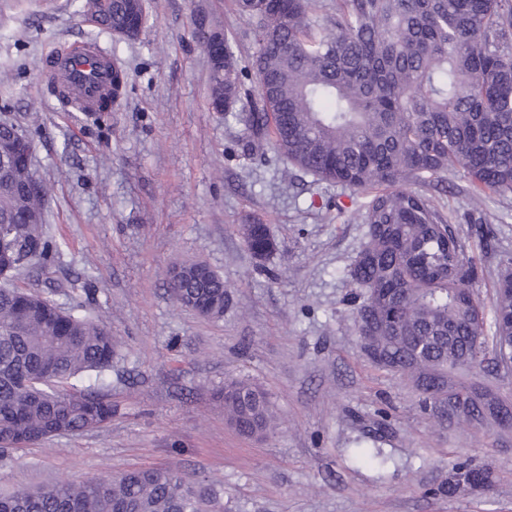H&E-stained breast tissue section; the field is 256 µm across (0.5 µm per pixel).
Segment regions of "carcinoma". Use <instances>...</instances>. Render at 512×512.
I'll return each instance as SVG.
<instances>
[{
	"mask_svg": "<svg viewBox=\"0 0 512 512\" xmlns=\"http://www.w3.org/2000/svg\"><path fill=\"white\" fill-rule=\"evenodd\" d=\"M258 47L256 84L246 87L232 41L203 27L197 38L211 62L210 102L249 133L252 157L264 149L316 181L351 191L368 225L347 271L362 302L355 316L361 346L377 366L411 382L430 404L452 403L458 421L509 426L512 406L487 384H465L458 370L482 368L487 354L512 356V256H504L491 321L472 284L474 259L451 218L424 191L463 166L470 201L512 192V0H236ZM146 23L136 0H109L98 27L124 40ZM32 165L0 158V227L35 256L0 249L12 276L47 265L44 192L23 193ZM250 250L277 244L248 224ZM170 285L175 299L211 303L224 316V279L205 264ZM118 353L104 323L46 297L0 285V455L29 443L102 428L115 411L107 395L83 386ZM224 415L241 434L274 426L258 386L224 383ZM354 456L383 468L380 448ZM491 482V472L460 462L443 490ZM216 491L171 468H142L37 490L0 493V512H213Z\"/></svg>",
	"mask_w": 512,
	"mask_h": 512,
	"instance_id": "1",
	"label": "carcinoma"
}]
</instances>
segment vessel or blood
I'll use <instances>...</instances> for the list:
<instances>
[{"mask_svg": "<svg viewBox=\"0 0 512 512\" xmlns=\"http://www.w3.org/2000/svg\"><path fill=\"white\" fill-rule=\"evenodd\" d=\"M110 57L97 49L74 51L66 58L45 56L42 61L43 74L59 81V97L74 101L82 110H93L111 92Z\"/></svg>", "mask_w": 512, "mask_h": 512, "instance_id": "vessel-or-blood-1", "label": "vessel or blood"}]
</instances>
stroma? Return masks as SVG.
<instances>
[{
  "label": "stroma",
  "instance_id": "1",
  "mask_svg": "<svg viewBox=\"0 0 512 512\" xmlns=\"http://www.w3.org/2000/svg\"><path fill=\"white\" fill-rule=\"evenodd\" d=\"M79 5L0 0V119L33 143L57 246L48 266L12 283L111 326L119 356L106 390L117 410L103 428L0 457V491L171 467L219 490L223 512H512V427L432 415L412 384L363 352L345 271L367 227L346 211L347 190L271 153L243 159L242 126L213 111L196 28L224 32L250 62L257 45L234 0H145L134 41L99 31ZM88 46L126 72L108 112L62 107L39 71L42 55ZM467 186L458 165L431 194L476 257L472 289L489 308L512 255V193L476 211ZM254 223L277 243L263 258L244 239ZM195 260L224 278L220 319L170 291L168 269ZM228 378L266 393L275 426L265 438L226 421ZM360 442L389 465L354 461ZM459 459L491 467L492 484L440 493Z\"/></svg>",
  "mask_w": 512,
  "mask_h": 512
}]
</instances>
